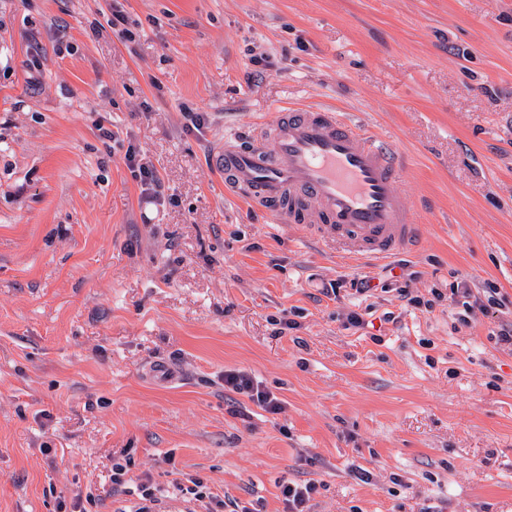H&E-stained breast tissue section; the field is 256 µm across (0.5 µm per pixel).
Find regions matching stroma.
<instances>
[{
  "instance_id": "obj_1",
  "label": "stroma",
  "mask_w": 512,
  "mask_h": 512,
  "mask_svg": "<svg viewBox=\"0 0 512 512\" xmlns=\"http://www.w3.org/2000/svg\"><path fill=\"white\" fill-rule=\"evenodd\" d=\"M300 104L396 144L418 250L342 261L225 196L212 149ZM506 323L512 0H0V512H112L121 455L258 512L287 481L313 512H512ZM224 388L246 395L265 411L277 414L282 409L281 401L273 394L254 385L252 378L243 371H229L224 374Z\"/></svg>"
}]
</instances>
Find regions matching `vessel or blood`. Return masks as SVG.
<instances>
[{"instance_id": "obj_1", "label": "vessel or blood", "mask_w": 512, "mask_h": 512, "mask_svg": "<svg viewBox=\"0 0 512 512\" xmlns=\"http://www.w3.org/2000/svg\"><path fill=\"white\" fill-rule=\"evenodd\" d=\"M211 163L225 192L303 226L339 256L382 260L421 241L394 145L332 109L284 108L249 138H225Z\"/></svg>"}]
</instances>
